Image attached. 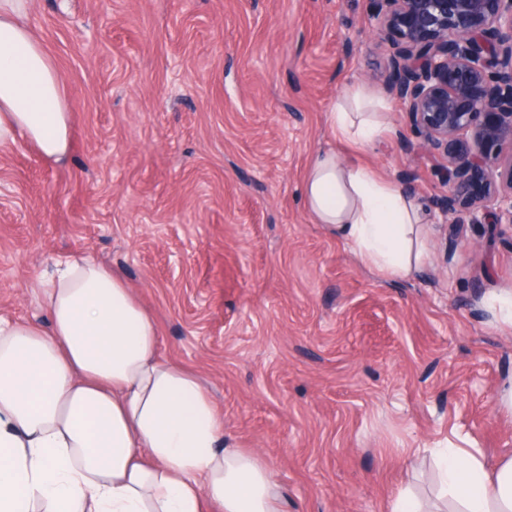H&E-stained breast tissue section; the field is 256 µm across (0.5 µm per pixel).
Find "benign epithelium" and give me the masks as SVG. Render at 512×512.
Masks as SVG:
<instances>
[{"mask_svg":"<svg viewBox=\"0 0 512 512\" xmlns=\"http://www.w3.org/2000/svg\"><path fill=\"white\" fill-rule=\"evenodd\" d=\"M390 93L445 160L439 223L512 224V0H369Z\"/></svg>","mask_w":512,"mask_h":512,"instance_id":"7a95c632","label":"benign epithelium"}]
</instances>
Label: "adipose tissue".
<instances>
[{
    "instance_id": "obj_1",
    "label": "adipose tissue",
    "mask_w": 512,
    "mask_h": 512,
    "mask_svg": "<svg viewBox=\"0 0 512 512\" xmlns=\"http://www.w3.org/2000/svg\"><path fill=\"white\" fill-rule=\"evenodd\" d=\"M31 9L0 0V149L22 141L61 164L67 94ZM328 123L357 151L386 131L360 88ZM303 199L384 277L422 265L418 202L370 166L318 151ZM37 288L48 327L0 317V512H283L269 467L224 447L223 417L193 372L162 360L155 320L119 273L81 256ZM389 512H512V454L444 449L436 501L405 489Z\"/></svg>"
}]
</instances>
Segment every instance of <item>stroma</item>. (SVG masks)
<instances>
[{
    "instance_id": "stroma-1",
    "label": "stroma",
    "mask_w": 512,
    "mask_h": 512,
    "mask_svg": "<svg viewBox=\"0 0 512 512\" xmlns=\"http://www.w3.org/2000/svg\"><path fill=\"white\" fill-rule=\"evenodd\" d=\"M366 0H34L72 114L60 165L0 152V316L45 322L33 281L90 255L156 320L160 356L193 371L228 444L270 468L287 512H385L435 497L415 448L512 452V329L484 306L512 290V224L452 240L431 206L441 157L410 150ZM359 87L390 130L338 148L332 105ZM411 181L427 260L387 280L313 223L310 160Z\"/></svg>"
}]
</instances>
